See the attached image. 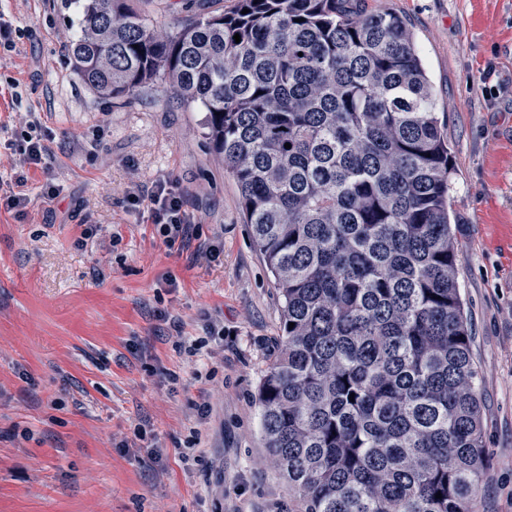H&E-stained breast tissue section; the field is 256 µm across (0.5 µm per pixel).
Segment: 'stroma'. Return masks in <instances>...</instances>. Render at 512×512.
I'll return each mask as SVG.
<instances>
[{"instance_id":"35a3bbf8","label":"stroma","mask_w":512,"mask_h":512,"mask_svg":"<svg viewBox=\"0 0 512 512\" xmlns=\"http://www.w3.org/2000/svg\"><path fill=\"white\" fill-rule=\"evenodd\" d=\"M169 32L221 0H130ZM405 16L455 164L485 477L477 512H512V0H368ZM26 34L0 53V179L38 117L48 153L22 213L0 210V512H297L270 457L260 385L282 297L203 114L170 87L104 100L71 61L76 0H0ZM173 181L193 225L166 244L130 192ZM59 185L47 200L39 187ZM218 257L206 255L207 246ZM204 339L196 371L183 343Z\"/></svg>"}]
</instances>
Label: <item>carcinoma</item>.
Wrapping results in <instances>:
<instances>
[{"mask_svg": "<svg viewBox=\"0 0 512 512\" xmlns=\"http://www.w3.org/2000/svg\"><path fill=\"white\" fill-rule=\"evenodd\" d=\"M80 29L93 92L165 84L205 112L284 298L259 404L302 512H474L484 431L455 168L407 19L366 0H233L161 34L127 0H83Z\"/></svg>", "mask_w": 512, "mask_h": 512, "instance_id": "cac0c4a2", "label": "carcinoma"}]
</instances>
